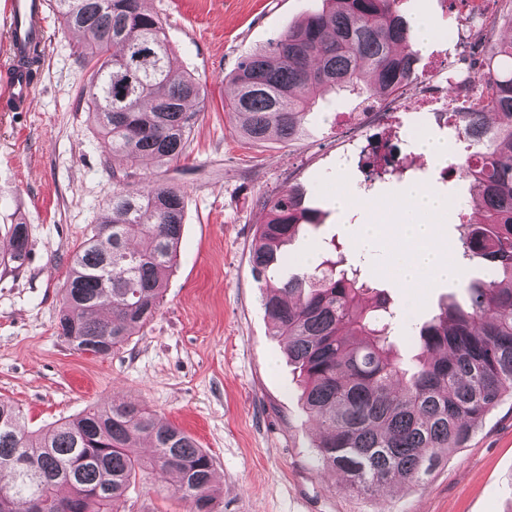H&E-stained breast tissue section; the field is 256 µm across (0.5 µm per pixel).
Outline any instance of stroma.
Returning <instances> with one entry per match:
<instances>
[{
    "mask_svg": "<svg viewBox=\"0 0 512 512\" xmlns=\"http://www.w3.org/2000/svg\"><path fill=\"white\" fill-rule=\"evenodd\" d=\"M164 22L174 61L205 86L206 102L186 156L158 165L144 160L137 180L159 181L184 196L183 231L163 299L153 320L107 357L80 352L57 331L61 289L73 253L89 236L112 193V176L126 161L105 157L102 139L80 98L90 70L80 37L62 31L49 13L41 61L35 65V104L0 112V254L11 224H27L29 255L17 271L0 268V399L19 406L23 427L37 432L113 399L142 405L184 430L214 459L218 512H512V401L484 418L466 448L424 483L364 494L316 459L317 425L302 409V382L262 306L250 249L265 219L261 198L293 189L318 222L305 225L283 249L274 283L315 272L326 256L357 266L370 286L365 302L387 299L391 335L406 368L420 354L415 331L440 306L462 300V281L410 291L379 276L389 255L379 244H356L364 204L393 205L405 183L418 182L455 201L468 186L441 175L412 142L398 138L400 174L368 176L346 160V114L355 96L317 99L301 136L251 142L226 105L240 59L264 46L322 0H143ZM407 23L427 14L440 32L421 46L417 83L404 92L405 121L422 120L430 135L461 152L454 129L418 115L415 92L455 61L448 40L466 0H399ZM344 186L359 207L341 213ZM124 512H188L170 489L148 475L125 493Z\"/></svg>",
    "mask_w": 512,
    "mask_h": 512,
    "instance_id": "stroma-1",
    "label": "stroma"
}]
</instances>
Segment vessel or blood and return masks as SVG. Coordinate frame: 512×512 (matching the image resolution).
Listing matches in <instances>:
<instances>
[{"mask_svg": "<svg viewBox=\"0 0 512 512\" xmlns=\"http://www.w3.org/2000/svg\"><path fill=\"white\" fill-rule=\"evenodd\" d=\"M50 0H8V48L1 62L11 67L12 75L0 86V110L24 112L33 95L34 74L18 65L20 51L28 38L39 37Z\"/></svg>", "mask_w": 512, "mask_h": 512, "instance_id": "vessel-or-blood-1", "label": "vessel or blood"}]
</instances>
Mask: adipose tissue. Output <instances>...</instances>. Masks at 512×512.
Here are the masks:
<instances>
[{
  "instance_id": "ef3b65f1",
  "label": "adipose tissue",
  "mask_w": 512,
  "mask_h": 512,
  "mask_svg": "<svg viewBox=\"0 0 512 512\" xmlns=\"http://www.w3.org/2000/svg\"><path fill=\"white\" fill-rule=\"evenodd\" d=\"M448 216V198L418 183L405 184L400 204L391 210L370 209L355 225L357 241L373 240L390 261L385 274L408 289L428 288L459 279L463 273L456 253L436 230Z\"/></svg>"
}]
</instances>
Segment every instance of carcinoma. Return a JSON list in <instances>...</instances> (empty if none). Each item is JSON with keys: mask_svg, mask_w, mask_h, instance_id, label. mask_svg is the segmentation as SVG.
<instances>
[{"mask_svg": "<svg viewBox=\"0 0 512 512\" xmlns=\"http://www.w3.org/2000/svg\"><path fill=\"white\" fill-rule=\"evenodd\" d=\"M61 29L87 37L91 74L81 98L107 143L130 166L186 154L204 99L199 79L178 69L163 21L142 0H52ZM261 50L239 62L229 111L244 117L243 137L283 142L301 135L316 97L348 91L402 90L417 80L416 51L397 0H325ZM479 81L494 90L476 121L452 117L467 143L448 166L471 187L454 210L464 228L463 255L487 262L465 285V303L446 304L416 331L422 359L414 371L390 341L386 306L363 307L366 284L346 269L295 274L262 297L288 358L304 377L303 405L319 426L321 469L359 492L430 477L448 452L465 447L478 423L512 398V40L489 39ZM112 174V196L74 252L62 288L57 328L76 350L106 357L147 325L162 300L183 226L182 193L157 182ZM476 202L477 223L463 210ZM265 220L251 248L262 281L282 247L314 212L287 190L262 202ZM147 239L144 251L136 243ZM29 231L15 224L0 262L20 269ZM21 410L0 401V512H25L35 495L47 512H121L137 473L177 474L174 492L190 512H216L211 457L179 428L131 402L90 408L44 433L21 428Z\"/></svg>", "mask_w": 512, "mask_h": 512, "instance_id": "cac0c4a2", "label": "carcinoma"}]
</instances>
